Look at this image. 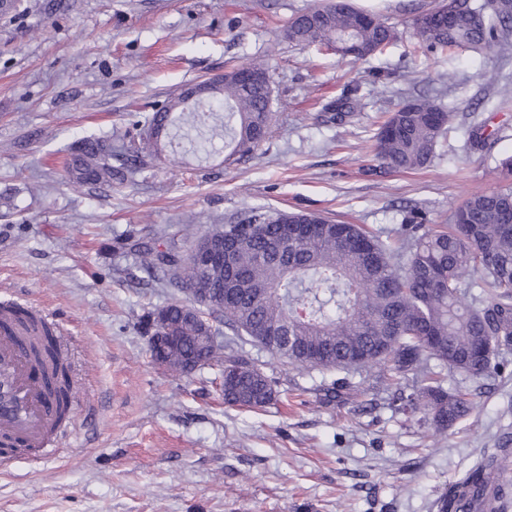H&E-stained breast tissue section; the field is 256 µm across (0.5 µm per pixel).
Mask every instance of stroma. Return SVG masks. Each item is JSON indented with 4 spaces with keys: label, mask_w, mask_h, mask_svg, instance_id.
I'll use <instances>...</instances> for the list:
<instances>
[{
    "label": "stroma",
    "mask_w": 512,
    "mask_h": 512,
    "mask_svg": "<svg viewBox=\"0 0 512 512\" xmlns=\"http://www.w3.org/2000/svg\"><path fill=\"white\" fill-rule=\"evenodd\" d=\"M315 0H21L0 13V303L45 308L68 334L83 411L56 458L0 468V512H439L441 494L512 436V351L480 381L475 409L447 432L388 408L374 372L328 400L331 375L222 339L268 376L261 411L226 405L211 368L174 376L150 356L140 320L184 299L148 276L128 236L188 251L252 210L315 214L380 237L409 221L448 223L497 189L512 156V54L411 55L413 10L434 0H352L397 38L357 59L283 36ZM265 59L272 133L252 154L156 157L109 187L67 184L85 138L139 136L137 120L189 83ZM352 95L336 123L334 105ZM455 116L425 168L392 172L374 135L400 102ZM485 126L487 146L469 141Z\"/></svg>",
    "instance_id": "stroma-1"
}]
</instances>
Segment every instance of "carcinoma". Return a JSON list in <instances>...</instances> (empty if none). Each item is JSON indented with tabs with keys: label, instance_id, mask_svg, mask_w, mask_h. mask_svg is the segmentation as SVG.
Returning a JSON list of instances; mask_svg holds the SVG:
<instances>
[{
	"label": "carcinoma",
	"instance_id": "1",
	"mask_svg": "<svg viewBox=\"0 0 512 512\" xmlns=\"http://www.w3.org/2000/svg\"><path fill=\"white\" fill-rule=\"evenodd\" d=\"M457 11L448 25V10ZM429 17L432 24L422 19ZM411 25L427 52L461 49L483 56L498 48L512 50V0H440L416 12ZM301 47L338 46L358 59L372 57L395 40L382 15L354 7L347 0L324 2L294 16L284 30ZM169 101L152 114L148 127L169 128L176 109L179 144L186 151L208 153L224 137V160L257 149L269 135L272 101L260 83H246L228 73L213 101L190 111ZM224 104V134L214 125L212 103ZM453 112L427 99H409L379 127L375 159L393 170L425 167L436 154ZM159 152L145 136L124 140L118 153L112 141L83 140L67 161L69 181L79 187L112 185L147 157ZM118 165H112V159ZM512 186L475 195L457 207L451 223L427 230L410 224L406 233L383 242L359 224H341L312 214L290 213L318 228L277 246L273 237L283 213L255 210L238 224L217 225L184 254L150 245L139 250L141 268L160 272L185 290L188 299L146 312L141 328L148 336H170L152 359L175 375H187L198 363L227 376L224 403L249 410L275 399L265 373L231 349L210 339L212 313L224 325L245 334L273 357L301 369L344 374L329 391L351 389L346 374L377 367L389 404L422 414L441 432L473 409L474 393L446 386L448 375L472 379L489 376L512 350ZM232 240L224 259L206 264L196 255L207 245ZM0 327L31 333L30 354L55 404L58 422L68 421L72 380L65 355L52 343L53 327L21 309ZM512 464V448H493L462 478L471 498L451 487L439 499L440 512H475L472 504L492 491L488 512H504L512 483L499 481Z\"/></svg>",
	"mask_w": 512,
	"mask_h": 512
}]
</instances>
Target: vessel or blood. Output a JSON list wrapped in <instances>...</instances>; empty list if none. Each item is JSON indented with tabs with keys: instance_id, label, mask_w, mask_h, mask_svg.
Segmentation results:
<instances>
[{
	"instance_id": "obj_1",
	"label": "vessel or blood",
	"mask_w": 512,
	"mask_h": 512,
	"mask_svg": "<svg viewBox=\"0 0 512 512\" xmlns=\"http://www.w3.org/2000/svg\"><path fill=\"white\" fill-rule=\"evenodd\" d=\"M55 424V407L44 396L42 378L32 372L23 340L0 329V437L50 457L54 451L46 441Z\"/></svg>"
}]
</instances>
